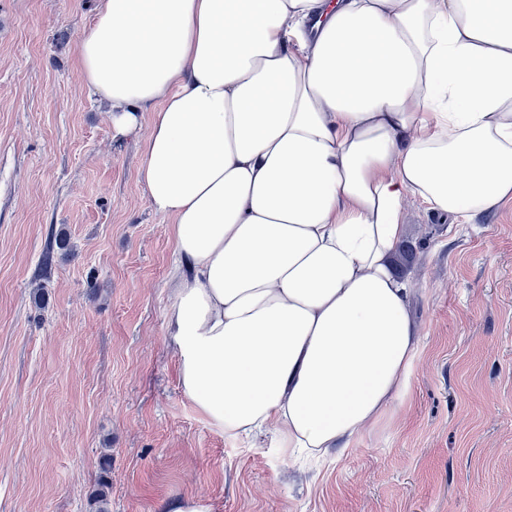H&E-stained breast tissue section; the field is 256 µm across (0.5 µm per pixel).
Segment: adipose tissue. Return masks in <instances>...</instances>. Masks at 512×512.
I'll list each match as a JSON object with an SVG mask.
<instances>
[{
    "label": "adipose tissue",
    "mask_w": 512,
    "mask_h": 512,
    "mask_svg": "<svg viewBox=\"0 0 512 512\" xmlns=\"http://www.w3.org/2000/svg\"><path fill=\"white\" fill-rule=\"evenodd\" d=\"M73 53L113 139L150 129L184 396L233 437L349 448L418 349L408 194L512 198V0H98Z\"/></svg>",
    "instance_id": "obj_1"
}]
</instances>
